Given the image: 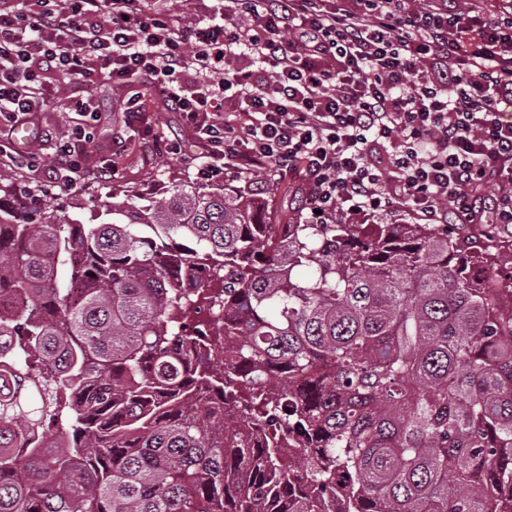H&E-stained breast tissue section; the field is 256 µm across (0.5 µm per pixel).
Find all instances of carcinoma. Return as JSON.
<instances>
[{"instance_id":"obj_1","label":"carcinoma","mask_w":512,"mask_h":512,"mask_svg":"<svg viewBox=\"0 0 512 512\" xmlns=\"http://www.w3.org/2000/svg\"><path fill=\"white\" fill-rule=\"evenodd\" d=\"M105 212L0 207V512H512V239L191 182Z\"/></svg>"}]
</instances>
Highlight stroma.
Instances as JSON below:
<instances>
[{
  "mask_svg": "<svg viewBox=\"0 0 512 512\" xmlns=\"http://www.w3.org/2000/svg\"><path fill=\"white\" fill-rule=\"evenodd\" d=\"M87 93L95 98L101 113L96 134L88 145L90 162L98 167L115 165L118 173L108 181L90 176L82 190L64 192L55 187L50 169L37 173L12 169L15 190L11 198L23 201L28 215L34 217L39 212L54 210L84 224H99L104 220L101 203L116 189L150 201L170 196L176 186L187 181L199 182L202 190H211V182L197 178L200 149L180 113L165 110L158 98L148 95L144 98L147 124L130 127L125 123L128 104L123 90L99 80L88 86ZM75 120V114L64 111L60 105H50L39 115L35 126L38 138L32 142V149L43 157H51L58 138ZM157 133L181 139L186 155L174 158L154 151L152 137ZM296 188L292 178L265 175L258 183L245 185L244 190L269 201L270 223L285 224L296 222L299 216Z\"/></svg>",
  "mask_w": 512,
  "mask_h": 512,
  "instance_id": "obj_1",
  "label": "stroma"
}]
</instances>
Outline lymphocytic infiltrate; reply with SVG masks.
Wrapping results in <instances>:
<instances>
[{
  "mask_svg": "<svg viewBox=\"0 0 512 512\" xmlns=\"http://www.w3.org/2000/svg\"><path fill=\"white\" fill-rule=\"evenodd\" d=\"M227 25H179L161 0H0V157H40L17 127L73 88L53 160L80 189L105 78L181 113L197 176L301 177L316 224L512 226V0H232ZM65 94V93H64Z\"/></svg>",
  "mask_w": 512,
  "mask_h": 512,
  "instance_id": "1",
  "label": "lymphocytic infiltrate"
}]
</instances>
